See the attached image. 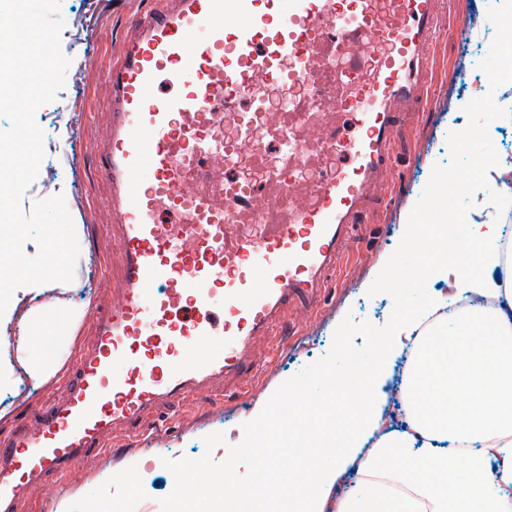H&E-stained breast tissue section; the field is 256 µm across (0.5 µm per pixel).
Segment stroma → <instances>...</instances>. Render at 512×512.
I'll return each mask as SVG.
<instances>
[{"label": "stroma", "mask_w": 512, "mask_h": 512, "mask_svg": "<svg viewBox=\"0 0 512 512\" xmlns=\"http://www.w3.org/2000/svg\"><path fill=\"white\" fill-rule=\"evenodd\" d=\"M153 3L60 0V46L70 66L56 99L35 113L44 141L63 143L73 155L71 162L62 165L54 157L45 156L41 167L56 168L66 208L79 226L76 264L84 269L85 276L74 297L89 303L106 300L108 284L101 277L102 267L117 262L107 231L108 213L94 151L108 113L104 73L118 58L122 37L132 19ZM494 5L495 0H450L446 33L436 52L433 96L428 110L411 120L400 138V165L389 176L390 207L370 212L368 224L346 254L341 273L321 309L303 319L295 311L286 313V320L299 321L300 326L290 337L287 352L273 354L267 371L259 376L250 394L227 398L218 410L210 409L203 398L184 401L175 426L153 433L143 447H116L110 457L81 467L70 477L66 491H37L34 499L38 506L57 512L65 502L70 512H83L89 500L107 504L138 495L153 512H162L160 501L171 493L174 480L164 459H198L208 454L214 461H224L229 446L241 442L242 426L255 410L266 404L284 381L329 352L334 332L346 316L378 327L385 325L393 309L391 297H371L367 291L401 235L409 203L423 200L425 190L444 172L459 177L447 193V209L460 215L462 223L479 219L483 202L494 194L492 179L473 181V174L479 173L483 165L472 153L455 148L457 131L465 126L490 129L486 147L496 162L512 166V122L506 120L512 115V88L500 86L492 96L487 83L489 49L500 36L491 29L479 39H463L458 34L459 20L471 9L488 11ZM77 23L82 26L78 35L73 32ZM61 383V374L37 381L19 365L0 361V407L10 409L9 416L0 420V433L9 430L29 404L55 397ZM214 432L223 433L226 442L210 450L204 438ZM137 463L141 471L131 474V467Z\"/></svg>", "instance_id": "obj_1"}]
</instances>
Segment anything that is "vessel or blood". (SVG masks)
<instances>
[{"instance_id":"1","label":"vessel or blood","mask_w":512,"mask_h":512,"mask_svg":"<svg viewBox=\"0 0 512 512\" xmlns=\"http://www.w3.org/2000/svg\"><path fill=\"white\" fill-rule=\"evenodd\" d=\"M445 0H158L95 144L120 257L61 395L0 435V512L192 395L245 392L285 310L321 305L431 91ZM288 105L269 108V91Z\"/></svg>"}]
</instances>
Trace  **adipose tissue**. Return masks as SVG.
Wrapping results in <instances>:
<instances>
[{"label": "adipose tissue", "mask_w": 512, "mask_h": 512, "mask_svg": "<svg viewBox=\"0 0 512 512\" xmlns=\"http://www.w3.org/2000/svg\"><path fill=\"white\" fill-rule=\"evenodd\" d=\"M462 231L473 254L465 278L447 225H404L383 265L391 267L409 241L420 240L428 281L408 290L380 348L336 366L343 384L327 390L328 403L361 397L346 412L340 438L329 439L331 411L315 425L290 427L289 445L320 449V457L254 483L246 512H265L269 500L288 512H323L310 482L339 477L352 464L356 491L337 499L332 512H512V289L490 276L499 264V225L466 224ZM432 279L486 304L449 320L447 296L428 289ZM407 350L410 429L399 433L389 431L382 406L395 360ZM377 430L382 438L366 448Z\"/></svg>", "instance_id": "1"}]
</instances>
